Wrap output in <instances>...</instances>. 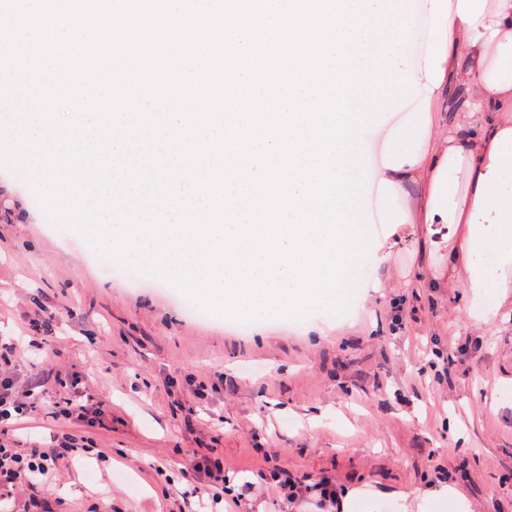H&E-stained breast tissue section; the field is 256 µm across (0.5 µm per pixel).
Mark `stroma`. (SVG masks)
Listing matches in <instances>:
<instances>
[{
	"label": "stroma",
	"instance_id": "stroma-1",
	"mask_svg": "<svg viewBox=\"0 0 512 512\" xmlns=\"http://www.w3.org/2000/svg\"><path fill=\"white\" fill-rule=\"evenodd\" d=\"M415 101L382 151L396 135L428 147L420 117L448 101ZM380 205L385 221L370 234L382 262L362 270L347 314L265 320L243 334L231 318L189 316L172 299L178 286L165 296L129 269L110 278L111 258L41 203L0 118V336L27 339L10 375L20 389L37 373L62 377L61 397L78 380L102 413L86 430L93 451L58 461L41 488L17 484L10 512H187L192 448L220 457L234 483L252 482L237 512H317L309 496L289 505L267 476L274 467L335 480L340 512H450L423 499L442 484L470 512H512V291L474 323L448 276V242L414 246L409 195L384 191ZM430 342L461 355L445 378L422 352ZM199 383L209 395L188 428L178 405ZM34 418V433L7 436L20 452L51 448L71 428L48 403Z\"/></svg>",
	"mask_w": 512,
	"mask_h": 512
}]
</instances>
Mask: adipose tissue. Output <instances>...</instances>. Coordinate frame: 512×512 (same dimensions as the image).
<instances>
[{"label": "adipose tissue", "mask_w": 512, "mask_h": 512, "mask_svg": "<svg viewBox=\"0 0 512 512\" xmlns=\"http://www.w3.org/2000/svg\"><path fill=\"white\" fill-rule=\"evenodd\" d=\"M435 51L424 68L405 51L383 60L402 91L448 97L447 113L427 112V128L440 129L428 150H392L378 180L395 192L418 188L413 223L420 239L433 225L452 240L448 267L471 293L476 323L489 313V284L512 285V0H430ZM464 193H457V184ZM498 244L479 259L484 242Z\"/></svg>", "instance_id": "adipose-tissue-1"}]
</instances>
